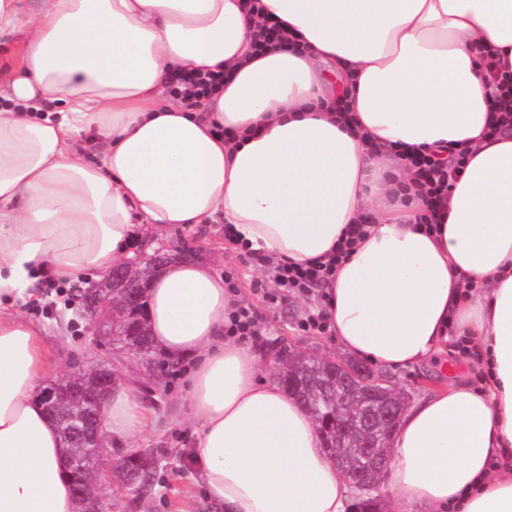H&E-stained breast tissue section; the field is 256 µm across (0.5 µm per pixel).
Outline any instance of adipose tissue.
<instances>
[{"mask_svg": "<svg viewBox=\"0 0 512 512\" xmlns=\"http://www.w3.org/2000/svg\"><path fill=\"white\" fill-rule=\"evenodd\" d=\"M273 19L283 44L256 52ZM23 32L0 98V512H80L44 411L40 331L18 313L40 282L108 274L149 227L223 221L230 250L333 258L324 290L339 348L380 368L473 346L460 378L403 413L382 477L394 512H512V130L488 136L487 53L512 67V0H0ZM220 73L189 107L171 71ZM468 147L433 229L404 153ZM93 156H86V148ZM236 297L200 260L146 293L151 345L186 364L188 454L219 512H348L314 417L229 335ZM153 424L117 382L102 433Z\"/></svg>", "mask_w": 512, "mask_h": 512, "instance_id": "1", "label": "adipose tissue"}]
</instances>
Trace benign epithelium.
<instances>
[{
    "mask_svg": "<svg viewBox=\"0 0 512 512\" xmlns=\"http://www.w3.org/2000/svg\"><path fill=\"white\" fill-rule=\"evenodd\" d=\"M200 254L201 250L194 242L182 240L171 247H155L151 255L142 251L114 265L108 277L84 290L86 315L94 320H105L112 315L113 305L119 300L124 306L126 335H143L141 303L147 279L139 274L140 266L146 264L156 274L174 259L197 258ZM322 361L343 389L348 391L357 387L362 394L361 405L336 421V432L327 440L328 447L358 441L361 452L347 468V474L359 486H375L388 468L391 459L389 438L407 408L409 395L390 386L384 376L359 363L329 356L323 357ZM118 377L119 365L109 360L97 367L90 380L84 376V371H73L43 390L41 402L45 410L68 428L75 447L88 448L99 456L105 451L99 424L105 398ZM68 467L70 473L77 476L75 489L85 501L86 512H105L106 489L100 487L96 492L87 489L83 476L84 460L71 455Z\"/></svg>",
    "mask_w": 512,
    "mask_h": 512,
    "instance_id": "obj_1",
    "label": "benign epithelium"
}]
</instances>
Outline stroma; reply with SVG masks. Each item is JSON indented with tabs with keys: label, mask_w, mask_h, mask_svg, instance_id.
Here are the masks:
<instances>
[{
	"label": "stroma",
	"mask_w": 512,
	"mask_h": 512,
	"mask_svg": "<svg viewBox=\"0 0 512 512\" xmlns=\"http://www.w3.org/2000/svg\"><path fill=\"white\" fill-rule=\"evenodd\" d=\"M206 237L203 259L231 276L242 306L261 316L262 335L269 344L290 342L306 354L340 357L333 332L307 334L298 328L302 319L322 309V289L280 303L269 302L267 295L275 289L271 265L262 266L249 255H233L225 250L223 225H210ZM20 313L42 331L50 364L48 381L117 356L116 345L99 344L96 323L83 316L79 300L71 298L68 287L53 281L43 282L41 302L21 308ZM186 372L184 365L158 353L153 354L150 362L124 366L125 380L152 410L154 425L132 445L108 450L98 480L109 495L112 512H216L188 456L189 427L183 409ZM452 372L472 382L480 381L482 376L475 357L470 354L451 356L442 368L433 362L423 367L390 369L386 376L393 385L416 399L442 385ZM141 450L151 453L157 462L152 484L143 490L113 484V465Z\"/></svg>",
	"instance_id": "obj_1"
}]
</instances>
